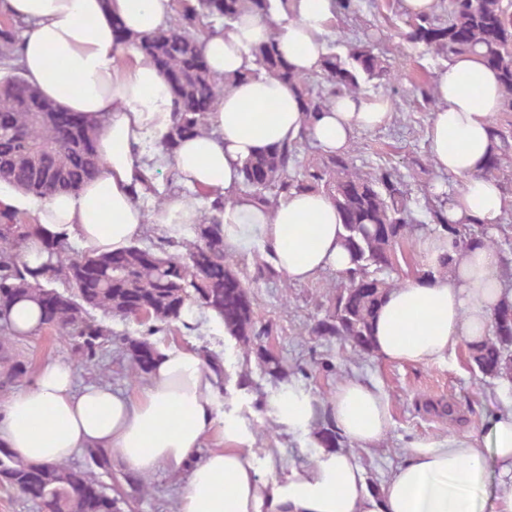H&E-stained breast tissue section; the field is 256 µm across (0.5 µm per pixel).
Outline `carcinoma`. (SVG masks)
<instances>
[{
    "instance_id": "obj_1",
    "label": "carcinoma",
    "mask_w": 512,
    "mask_h": 512,
    "mask_svg": "<svg viewBox=\"0 0 512 512\" xmlns=\"http://www.w3.org/2000/svg\"><path fill=\"white\" fill-rule=\"evenodd\" d=\"M287 6L288 0H222L224 23L245 12L271 15L275 4ZM438 8L447 13V20L433 14L408 16L409 37L451 59L469 52L484 59L512 62V0H448ZM208 13L207 0H179L174 22L169 28L144 36L140 49L150 58H163L177 73L168 83L176 110L173 132L181 134V125L192 124L198 132L207 128L208 114L215 110L222 92L221 80L206 69L188 66L199 54L197 34L190 25L199 14ZM18 36L14 24H0V65L7 74L0 77V112L13 116V126L0 132V183L25 193L48 198L61 192H75L100 172L96 151V125L82 122L68 132L59 130L55 116L60 109L45 98L22 76L17 60ZM252 54L258 69L252 74H264L294 84L306 102L309 119H314L324 103L313 97L304 77L281 69V57L275 39L260 43ZM322 71L333 89L356 94L359 78L388 80L391 64L380 59L372 50L354 47L348 55L329 53ZM495 145L497 165L485 170L496 178L504 164L512 159L508 138L497 135ZM295 150L263 151L247 159L242 167L244 184L258 192L266 189L287 191L292 187L289 169ZM299 188L323 189L336 203L342 216L346 235L344 246L350 252L354 268L346 272L345 283L336 289L331 308L317 325L322 336H336L360 352L371 351V325L374 314L385 294L395 284L381 273L395 269L398 252L408 240L406 204L386 179H372L358 173L346 155L331 158L329 178L310 174V181ZM211 213L202 215L198 239L184 244L183 256H159L152 265L143 262L145 249L131 246L123 253L124 263L112 268V255L65 251L63 243H54L40 276L16 260L34 235L35 225L24 224L18 213L4 215L0 223V280L10 288L0 294V306L9 309L20 296L41 300L48 285L67 301L58 307L49 328L59 336H69L76 342L77 352L87 362L95 359L101 340L108 336L104 326L90 312L99 310L113 316H131V305L137 301L145 306L141 325L152 335L160 325L170 328L181 321L186 301L195 294L205 306L224 322L231 335L248 344L258 334L271 335V330L256 331L253 310L230 257L224 254V235L219 213L224 200L210 205ZM436 227L451 246V255L444 256L441 270H448L461 250L482 247L492 241L489 228L466 239L460 226L441 223L433 212ZM95 265L99 283L84 284L83 266ZM373 280V287L351 306L348 290L362 278ZM469 359L489 377L512 380V304L494 316L493 336L484 342L468 346ZM88 469L76 470L64 463L38 467L42 473V504L47 512H97V497H112V512H122L125 503L121 494L99 481L96 470L108 463L101 450L87 452ZM32 467L14 459L8 453L0 458V480L22 487Z\"/></svg>"
}]
</instances>
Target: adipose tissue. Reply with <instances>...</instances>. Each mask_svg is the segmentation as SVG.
Masks as SVG:
<instances>
[{
  "mask_svg": "<svg viewBox=\"0 0 512 512\" xmlns=\"http://www.w3.org/2000/svg\"><path fill=\"white\" fill-rule=\"evenodd\" d=\"M0 9L27 25L19 52L25 78L63 111L100 123L102 169L79 191L49 199L0 193V210L28 211L37 227L21 263L39 267L48 258L46 243L63 234L89 253H124L143 233L142 199L154 176L169 173L184 191L168 198L156 217L167 237H191L200 222L198 196L220 197L227 252L260 250L297 283L352 268L343 220L328 193L294 188L271 204L242 188L241 168L255 154L308 137L324 154L342 155L357 133L392 116L390 99L339 94L310 121L293 86L253 75L250 49L272 36L291 70L320 71L334 0H290L288 12L246 13L200 36L208 70L233 82L208 117L210 134L186 135L169 153L160 147L172 134L173 98L138 40L168 27L173 0H0ZM433 94L438 105L426 137L434 169L463 183L445 219L499 225L502 188L484 174L493 151L492 118L504 108L497 70L476 54L454 57L438 72ZM499 267L496 253L472 249L452 272L391 290L373 324L376 356L436 364L460 343L485 340L495 309L512 301ZM216 381L199 354L185 348L154 350L147 380L134 395L104 383L77 385L71 364L51 361L0 404V447L33 465L99 448L134 476L184 474L179 512H483L475 491L492 466L500 477L497 512H512V404L487 431L413 442L375 492L360 452L390 430L382 386L342 381L325 410L299 384L278 393L272 400L278 422L308 436L316 450L310 463L283 479L282 460L271 452L257 458L232 417L224 420L223 447L202 453L215 422ZM323 411L346 448L321 447L313 436Z\"/></svg>",
  "mask_w": 512,
  "mask_h": 512,
  "instance_id": "ef3b65f1",
  "label": "adipose tissue"
}]
</instances>
